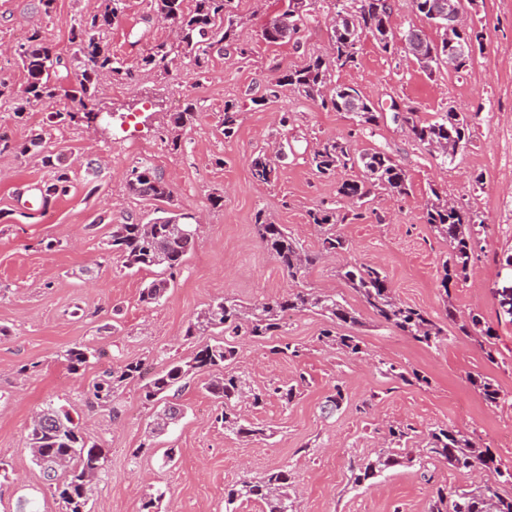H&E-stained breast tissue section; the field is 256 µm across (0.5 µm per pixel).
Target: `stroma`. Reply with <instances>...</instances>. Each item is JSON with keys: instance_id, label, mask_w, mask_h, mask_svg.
<instances>
[{"instance_id": "obj_1", "label": "stroma", "mask_w": 512, "mask_h": 512, "mask_svg": "<svg viewBox=\"0 0 512 512\" xmlns=\"http://www.w3.org/2000/svg\"><path fill=\"white\" fill-rule=\"evenodd\" d=\"M98 4L57 0L45 18L33 0H0V81L22 89L14 47L31 25H41L65 54L75 18ZM232 5L248 52L213 54L199 77L180 63L162 75L141 68V53L171 32L150 18L148 0H128L102 39L133 76L101 82L107 114L98 122L55 123L53 112L65 105L61 97L20 118L0 101V128L19 142L47 130V145L64 158L72 180L67 196L44 212L31 211L27 202L51 178L50 168L37 153L0 154V512H17L21 500L36 512H65L28 449L29 422L49 403L68 411L83 434L107 450L86 512H140L146 495L159 490L162 512H225V488L282 466L292 472L298 512H427L432 488L474 484L475 474L439 462L403 463L354 484L352 466L387 447L392 425L412 428L414 449L430 429L461 430L512 468V323L499 319L494 295L512 284V272L500 265L512 252V0H479L466 8L470 26L486 28L488 36L473 64L459 73L444 65L424 71L402 50L386 53L372 38L363 39L356 65L336 70L335 78L374 105L380 119L371 133L287 87L279 98L260 99L268 82L327 56L333 0H323L297 38L280 43L265 42L261 27L283 0ZM188 100L200 107L196 122L181 131L177 146L163 143L171 115ZM228 102L242 108L241 125L229 139L219 122ZM396 104L415 108L427 121L449 109L478 114L472 144L442 163L393 121ZM329 138L348 141L358 152L391 153L407 170L411 189L406 196L380 195L363 219L340 225L347 250L323 255L298 283L259 240L254 217L264 211L304 248L318 249L320 235L307 212L336 200L346 178L342 172L317 175L308 162L314 146ZM261 150L285 153L269 185L251 177V159ZM145 162L171 183L172 208L201 221L192 251L152 304L143 303L140 293L164 278L163 268L127 270L107 251L114 221L129 214L150 217L156 206L126 189L132 167ZM434 187L485 218L466 277L448 284L442 281L448 244L423 219ZM214 194L223 195V207L211 206ZM354 263L380 267L398 299L443 323V340L429 347L380 324L336 274L339 266ZM299 286L343 297L357 311L360 323L352 333L362 351L351 355L319 342L327 320L312 311L288 319L287 339L298 344V356L277 355L269 342L239 337L233 367L267 397L257 407L241 401L238 410L267 429V437L225 434L216 421L221 408L205 391L202 374L179 396L184 418L160 436L151 432L157 408L146 402L141 382L127 383L109 403L92 396L93 382L114 366L139 362L150 375L164 369L169 357L192 358L198 342L187 338V326L212 301L229 295L249 304ZM448 302L459 317L477 313L493 328L494 358H487L480 338L462 335L446 321ZM75 346L93 356L73 371L65 352ZM383 361L428 381L419 386L385 377L378 369ZM477 373L497 381L500 406H487L470 384ZM298 376L305 383L292 403L271 395V387ZM339 387L343 405L324 417L321 407ZM169 448L177 455L167 465Z\"/></svg>"}]
</instances>
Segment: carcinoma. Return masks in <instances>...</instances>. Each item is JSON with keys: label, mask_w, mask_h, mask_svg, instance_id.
I'll return each mask as SVG.
<instances>
[{"label": "carcinoma", "mask_w": 512, "mask_h": 512, "mask_svg": "<svg viewBox=\"0 0 512 512\" xmlns=\"http://www.w3.org/2000/svg\"><path fill=\"white\" fill-rule=\"evenodd\" d=\"M190 8L184 0H149L153 16L171 25L176 39L152 45L141 56L140 65L156 72H165L177 59L187 61L195 74L207 73L211 53L221 52L226 47H235L240 54L246 48L240 38L238 25L229 18L232 0H192ZM294 0L264 25L262 38L277 43L297 34L316 10L317 0H308V7L298 11ZM126 0H101L93 13L79 16L72 27L69 42L72 53L66 57L57 52L48 42L41 27L28 29L20 43L22 52L16 54L18 64L25 75L21 91L0 82V98L11 100L14 115L21 117L31 110L34 103L65 96L70 104L55 112L59 123L78 125L87 123L98 112L97 98L101 75L132 77V70L123 60L112 56L109 45L95 37V33L112 27L124 12ZM335 15L341 22L331 20V49L329 60L321 56L311 59L300 69L288 72L266 89L265 95L277 96V88L290 86L298 94L309 99H320L321 106L334 112H345L360 130H370L378 125L379 115L374 106L350 85L333 81L334 70L352 66L357 62L362 35L370 34L380 49L388 52L394 48L396 34L391 24L392 7L388 0H336ZM457 39L471 43L466 53L454 57L452 68L460 71L469 66L478 50H483L485 32L468 28ZM425 53L423 67L427 70L448 62V46H438L437 40L423 41ZM70 69L75 74L74 83L64 88L58 83L59 68ZM198 114L197 102L189 100L182 109L172 114L173 129L192 126ZM242 111L233 103L224 104L221 125L224 137L234 135L241 122ZM408 134L418 143L438 152L443 163L454 159L471 142L475 118L448 110L434 121L423 122L414 112L404 116ZM36 150L45 153L43 163L52 168L53 175L41 189L46 202L65 196L70 190L69 169L46 152V138L35 133L23 143H18L0 133V153L24 156ZM309 164L321 175H331L338 170L351 171L359 168L362 178L347 179L337 189V195L349 199L362 208L378 190L403 196L410 191L409 176L398 159L377 149H366L358 154L352 152L346 141L329 138L310 154ZM252 178L269 184L277 178V166L265 152L252 157ZM129 193L168 203L173 191L164 175L149 164L134 167L126 183ZM361 219L363 213L341 212L338 207H322L308 212L309 223L320 228V247L308 251L282 224L272 222L263 212L255 217V231L260 241L273 254L279 265L292 280L303 278L307 270L324 254H336L345 249L346 241L337 234L336 225L348 218ZM187 216H157L148 222L128 215L113 225L109 242L111 253L122 261L127 269L162 267L175 272L192 249L196 229L188 225V233L179 235L171 231L174 224H182ZM424 219L438 236L448 242L449 257L443 264L442 287L448 288L453 278L466 277L477 247L476 228L484 225L480 214L464 206L448 203L447 196L437 189L425 204ZM337 276L345 281L371 309L376 319L413 340L431 346L444 335L443 327L430 315L398 301L392 293L390 282L383 270L375 265H344ZM168 280L151 282L143 289L141 301L153 303L163 296ZM317 311L332 323L320 334L326 345L335 346L352 355L360 353L356 337L341 334L336 326L354 327L359 324L357 311L334 295L317 294L296 289L286 295L263 299L245 305L233 297H224L200 312L186 329V336H203L220 330L224 338L206 342L198 347L188 361H173L167 368L154 374L144 384L145 399L161 401L163 409L157 416L156 428L164 430L183 418V408L176 399L193 376L222 369L207 384V391L222 407L216 420L224 426V432L238 438H256L265 435V429L245 421L237 412V404L243 394L250 393L252 403H263L267 393L253 391L247 379L230 368L236 359V338L250 336L256 340H271L274 354L298 356L299 348L279 338L287 335V319L292 313ZM445 316L457 325L465 336L484 335L493 338L491 328L483 325L482 317L471 314L459 320L452 306H445ZM66 361L73 371L79 370L89 361L88 350L75 346L66 351ZM140 363H127L103 372L92 385V394L100 401H110L123 384L143 378ZM380 372L385 376L404 382L420 384L426 377L414 371L406 374L392 363H382ZM469 382L477 388L483 400L492 407L501 404L503 397L494 381L483 375L472 377ZM50 419L47 424L33 423L28 430V445L32 458L42 467L46 477L55 482L56 491L65 504L67 512H85L87 501L93 494L94 480L103 469L106 454L100 446L85 440L82 432L69 413L54 407L43 409ZM401 455L388 450L357 466L354 482L357 484L376 477L386 469L400 463ZM420 459L444 463L459 471L485 470L491 478L468 489L448 491L438 487L432 491L428 512H512V495L503 491V486L512 484V470L502 469L488 448H482L468 434L446 426L429 431L421 449ZM291 473L278 468L258 479H242L224 492L226 512L238 501H256L262 504V512H293V500L288 489Z\"/></svg>", "instance_id": "obj_1"}]
</instances>
